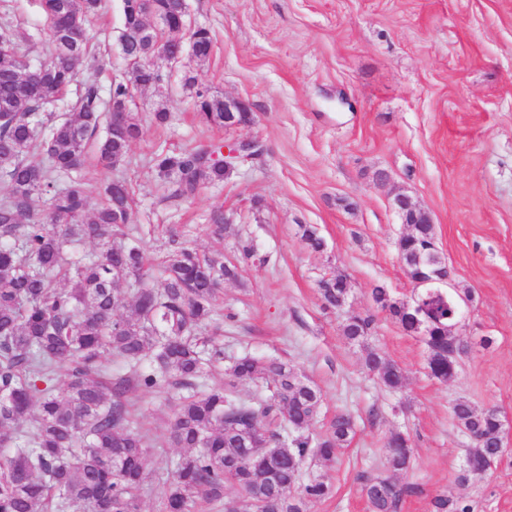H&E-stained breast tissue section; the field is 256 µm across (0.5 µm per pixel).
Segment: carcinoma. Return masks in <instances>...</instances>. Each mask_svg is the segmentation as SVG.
<instances>
[{
	"label": "carcinoma",
	"instance_id": "1",
	"mask_svg": "<svg viewBox=\"0 0 512 512\" xmlns=\"http://www.w3.org/2000/svg\"><path fill=\"white\" fill-rule=\"evenodd\" d=\"M49 47L43 59L23 51L28 37L0 23V512H139L148 478V449L155 440L137 427L132 389H163L177 405L168 423V441L184 449L172 480L162 492L159 512H200L223 508L232 493L242 495L244 512H304L307 503L333 493L330 472L353 433L352 417L339 412L328 432L311 425L322 405L308 379L290 376L276 359L250 355L234 359L224 386L202 388L207 371L224 364L223 345L205 335L224 282L238 279L237 267L200 254L183 241L162 261L163 287L150 284L155 264L128 228L133 189L126 179L92 188L80 170L89 150L97 165L111 170L128 156L142 132L139 113L126 108L139 86L161 81L160 68H146L164 44L192 62L209 59L213 39L195 26L190 40L175 32L186 22L178 0H123L120 53L133 82L110 84L107 94L94 81L76 89L70 111H48L77 81L82 69L98 68L100 56L89 26L103 0H38ZM200 123L224 128V98L210 94L196 76L184 77ZM124 124H112V111ZM217 144L161 151L151 159L158 178L174 186L173 196L190 198L207 184L227 178L215 159ZM100 203L87 215L89 198ZM43 202L46 210L37 209ZM306 247L320 252L316 227L300 225ZM93 243L96 250L79 247ZM398 255L410 282H421L446 266L435 245V226L417 224L399 239ZM127 285L121 299L119 286ZM328 308L348 298L347 284L330 279L320 289ZM376 308L430 351L428 368L441 382L454 376L457 359L448 356V328L456 298L433 289L408 300H391L372 289ZM131 307L129 316L119 311ZM372 313L350 315L346 339L365 340ZM117 358L128 372L106 375L104 361ZM384 387L400 392V367L374 350L364 360ZM65 369L64 388L57 373ZM244 381L266 385L269 395L245 400ZM461 427L475 438L464 475L489 470L504 452V424L497 410H476L464 400L453 406ZM253 428L252 454L241 432ZM287 442L289 452L273 476L262 463L263 445ZM385 467L407 469L413 448L402 434L385 444ZM323 474L301 481L306 463ZM361 491L371 512H396L406 492L391 477H366Z\"/></svg>",
	"mask_w": 512,
	"mask_h": 512
}]
</instances>
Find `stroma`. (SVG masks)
<instances>
[{"label":"stroma","mask_w":512,"mask_h":512,"mask_svg":"<svg viewBox=\"0 0 512 512\" xmlns=\"http://www.w3.org/2000/svg\"><path fill=\"white\" fill-rule=\"evenodd\" d=\"M191 24L209 29L214 50L196 65L136 91L143 135L116 171L88 160L83 176L99 185L112 174L131 182L129 226L145 249L167 252L169 231L213 257H239L253 245L239 281L224 285L215 319L224 326L225 357L251 354L288 363L324 396L313 434L349 412L354 435L332 474L331 497L307 512H369L362 476L384 474L387 438L407 436L413 463L394 480L408 493L398 512H433V500L470 512H512V0H187ZM122 2L109 0L91 23L103 55L97 77L109 86L125 63L118 52ZM198 70L212 94L241 97L252 126L218 130L196 119L183 87ZM169 112L166 124L151 114ZM260 141L261 159L189 199L171 198L148 160L165 148ZM388 183L375 179L377 171ZM431 211L446 259L445 293L470 289L455 333L467 347L456 374H429V352L387 313L365 343L344 338L353 312L373 309V288L392 300L414 292L397 244L407 228L390 208L392 191ZM229 222L214 236L209 217ZM315 225L325 241L307 250L298 236ZM346 275L340 311L323 307L319 280ZM490 338L482 347V338ZM375 349L404 372L406 387L387 391L363 365ZM130 396L139 427L163 435L172 415L168 394ZM495 408L507 451L483 475L463 477L469 436L453 416L457 400ZM182 454L165 444L147 459L149 490L141 512H157L160 492Z\"/></svg>","instance_id":"obj_1"}]
</instances>
